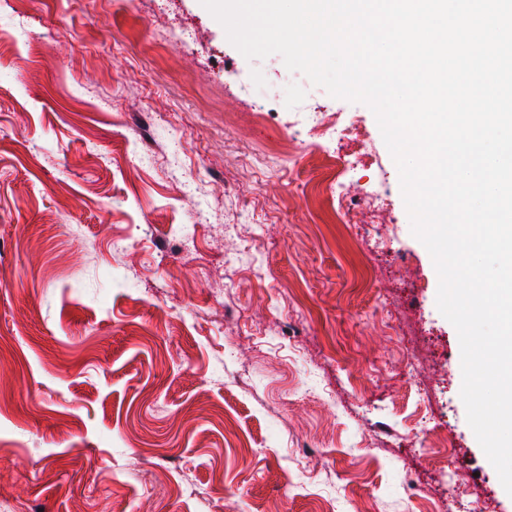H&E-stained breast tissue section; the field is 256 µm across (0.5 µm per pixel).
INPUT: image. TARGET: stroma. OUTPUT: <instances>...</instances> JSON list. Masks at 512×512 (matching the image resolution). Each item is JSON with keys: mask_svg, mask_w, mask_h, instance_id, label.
<instances>
[{"mask_svg": "<svg viewBox=\"0 0 512 512\" xmlns=\"http://www.w3.org/2000/svg\"><path fill=\"white\" fill-rule=\"evenodd\" d=\"M320 106L388 210L289 162ZM437 289L366 105L200 0L0 5V512H512ZM309 132L315 145L322 147L323 142L336 141L337 145H349L364 141L365 132L352 120L341 117V112H310ZM336 159L342 163V171L338 174L336 180V213L338 215L348 211L351 207L363 203L373 211L383 210L389 205V199L381 187L375 185H362L355 180L345 179L347 172L365 167H372L377 164V160L369 154L354 151L349 154H337ZM339 177L343 178L339 181ZM357 200V203L354 201Z\"/></svg>", "mask_w": 512, "mask_h": 512, "instance_id": "stroma-1", "label": "stroma"}]
</instances>
